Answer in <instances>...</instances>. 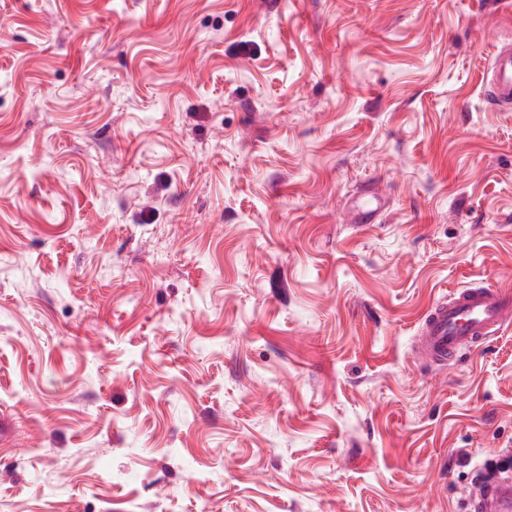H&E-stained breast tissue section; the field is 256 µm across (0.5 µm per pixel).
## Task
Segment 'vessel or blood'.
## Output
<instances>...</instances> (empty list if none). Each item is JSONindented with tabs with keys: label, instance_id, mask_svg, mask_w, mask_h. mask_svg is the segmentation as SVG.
Masks as SVG:
<instances>
[{
	"label": "vessel or blood",
	"instance_id": "b4317fda",
	"mask_svg": "<svg viewBox=\"0 0 512 512\" xmlns=\"http://www.w3.org/2000/svg\"><path fill=\"white\" fill-rule=\"evenodd\" d=\"M485 91L498 111H512V39L497 43L486 68ZM509 327L512 288L476 282L449 291L431 306L420 324L417 353L445 369ZM471 501L476 512H512V482L494 476L480 485Z\"/></svg>",
	"mask_w": 512,
	"mask_h": 512
}]
</instances>
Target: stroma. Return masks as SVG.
Returning a JSON list of instances; mask_svg holds the SVG:
<instances>
[{"label":"stroma","mask_w":512,"mask_h":512,"mask_svg":"<svg viewBox=\"0 0 512 512\" xmlns=\"http://www.w3.org/2000/svg\"><path fill=\"white\" fill-rule=\"evenodd\" d=\"M499 35L512 0H0V512H467L512 328L412 338L512 286ZM496 49L486 68L485 91L493 107L512 111V38L496 39ZM504 42V43H503ZM510 286H487L476 282L448 292L424 316L418 336L417 354L448 369L502 330L512 326Z\"/></svg>","instance_id":"35a3bbf8"}]
</instances>
